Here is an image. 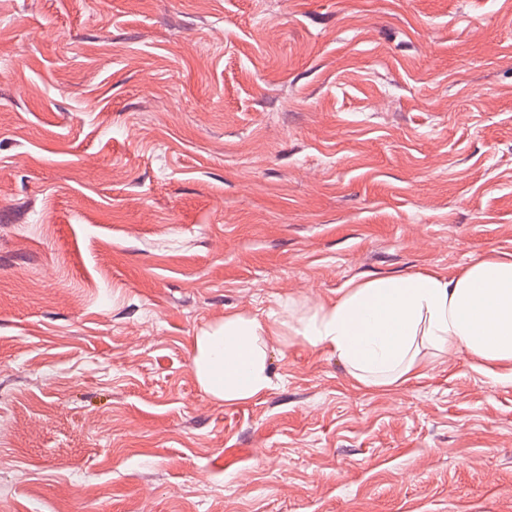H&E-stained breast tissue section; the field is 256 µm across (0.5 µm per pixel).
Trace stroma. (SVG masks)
Instances as JSON below:
<instances>
[{
	"mask_svg": "<svg viewBox=\"0 0 512 512\" xmlns=\"http://www.w3.org/2000/svg\"><path fill=\"white\" fill-rule=\"evenodd\" d=\"M512 254V0H0V512H512V384L194 336Z\"/></svg>",
	"mask_w": 512,
	"mask_h": 512,
	"instance_id": "1",
	"label": "stroma"
}]
</instances>
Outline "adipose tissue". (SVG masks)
<instances>
[{"instance_id": "adipose-tissue-1", "label": "adipose tissue", "mask_w": 512, "mask_h": 512, "mask_svg": "<svg viewBox=\"0 0 512 512\" xmlns=\"http://www.w3.org/2000/svg\"><path fill=\"white\" fill-rule=\"evenodd\" d=\"M301 340L336 354L366 388L425 377L430 357H476L512 382V258H480L458 275L437 271L350 282L336 301L281 302L270 317L225 315L194 337L191 368L212 400H257L274 385L270 345Z\"/></svg>"}]
</instances>
